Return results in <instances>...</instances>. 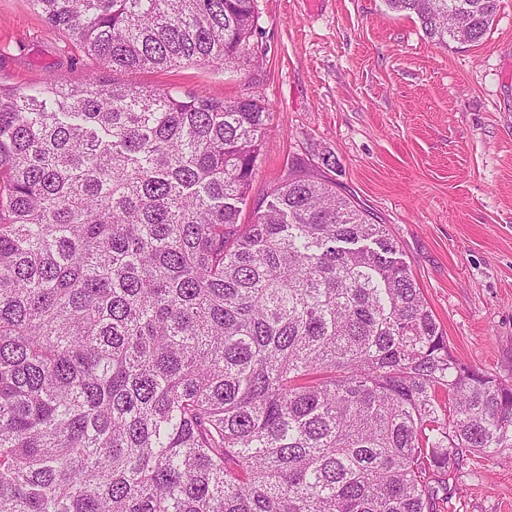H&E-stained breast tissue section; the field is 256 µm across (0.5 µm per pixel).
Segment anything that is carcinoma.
<instances>
[{
	"instance_id": "carcinoma-1",
	"label": "carcinoma",
	"mask_w": 512,
	"mask_h": 512,
	"mask_svg": "<svg viewBox=\"0 0 512 512\" xmlns=\"http://www.w3.org/2000/svg\"><path fill=\"white\" fill-rule=\"evenodd\" d=\"M477 43L500 0H385ZM112 72L248 59L253 0H30ZM269 109L92 70L0 86V512H438L512 447L385 225L290 172Z\"/></svg>"
}]
</instances>
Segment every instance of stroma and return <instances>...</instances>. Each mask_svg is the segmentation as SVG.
<instances>
[{"instance_id": "obj_1", "label": "stroma", "mask_w": 512, "mask_h": 512, "mask_svg": "<svg viewBox=\"0 0 512 512\" xmlns=\"http://www.w3.org/2000/svg\"><path fill=\"white\" fill-rule=\"evenodd\" d=\"M258 66L147 69L137 82L270 108L250 198L323 169L385 225L454 355L512 383V0L441 47L384 0H254ZM85 54L29 0H0V85H80ZM512 448L465 457L439 512H507Z\"/></svg>"}]
</instances>
